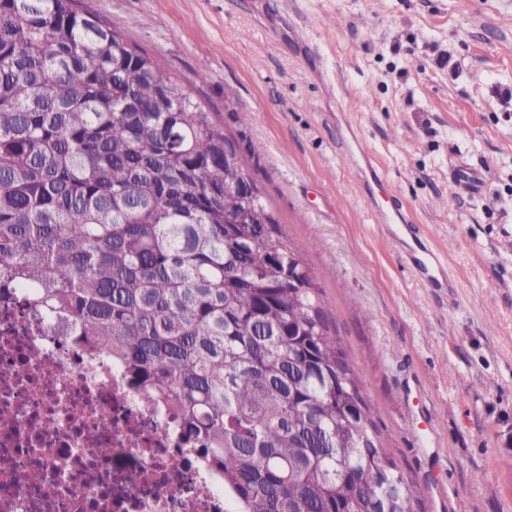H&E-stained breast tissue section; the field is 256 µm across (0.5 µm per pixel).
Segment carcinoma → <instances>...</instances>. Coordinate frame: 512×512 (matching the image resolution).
Here are the masks:
<instances>
[{
	"instance_id": "1",
	"label": "carcinoma",
	"mask_w": 512,
	"mask_h": 512,
	"mask_svg": "<svg viewBox=\"0 0 512 512\" xmlns=\"http://www.w3.org/2000/svg\"><path fill=\"white\" fill-rule=\"evenodd\" d=\"M233 142L81 0H0V274L122 360L234 512H410Z\"/></svg>"
}]
</instances>
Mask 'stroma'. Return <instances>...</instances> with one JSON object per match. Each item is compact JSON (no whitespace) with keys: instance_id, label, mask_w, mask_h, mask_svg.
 <instances>
[{"instance_id":"35a3bbf8","label":"stroma","mask_w":512,"mask_h":512,"mask_svg":"<svg viewBox=\"0 0 512 512\" xmlns=\"http://www.w3.org/2000/svg\"><path fill=\"white\" fill-rule=\"evenodd\" d=\"M86 5L238 145L311 271L387 457L422 489L412 512H512V99L499 95L512 87V0ZM351 131L446 257L456 305L375 223L337 148ZM454 164L478 192L454 186Z\"/></svg>"}]
</instances>
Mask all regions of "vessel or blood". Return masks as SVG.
Here are the masks:
<instances>
[{"label": "vessel or blood", "instance_id": "vessel-or-blood-1", "mask_svg": "<svg viewBox=\"0 0 512 512\" xmlns=\"http://www.w3.org/2000/svg\"><path fill=\"white\" fill-rule=\"evenodd\" d=\"M367 178L382 189L385 203L375 206L373 213L402 259L426 287L446 290L449 302H456L457 283L449 273L447 264L428 244L409 208L388 189L380 171L369 169Z\"/></svg>", "mask_w": 512, "mask_h": 512}]
</instances>
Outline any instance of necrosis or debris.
Returning <instances> with one entry per match:
<instances>
[{"label": "necrosis or debris", "instance_id": "necrosis-or-debris-1", "mask_svg": "<svg viewBox=\"0 0 512 512\" xmlns=\"http://www.w3.org/2000/svg\"><path fill=\"white\" fill-rule=\"evenodd\" d=\"M30 294L0 287V512H232L124 366Z\"/></svg>", "mask_w": 512, "mask_h": 512}]
</instances>
